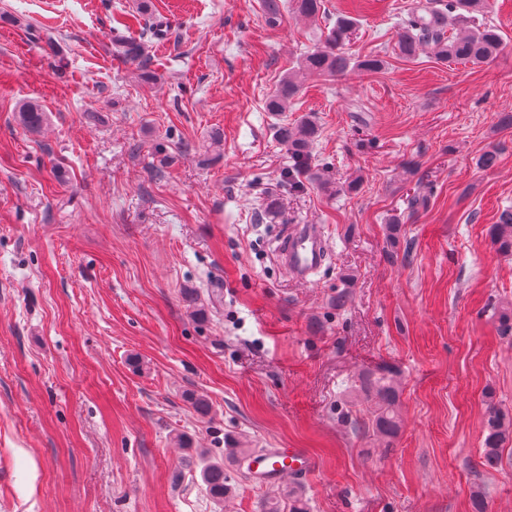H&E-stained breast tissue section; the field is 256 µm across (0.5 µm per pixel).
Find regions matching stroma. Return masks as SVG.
<instances>
[{"instance_id":"1","label":"stroma","mask_w":512,"mask_h":512,"mask_svg":"<svg viewBox=\"0 0 512 512\" xmlns=\"http://www.w3.org/2000/svg\"><path fill=\"white\" fill-rule=\"evenodd\" d=\"M259 2L0 0V512H264L287 484L308 512H474L478 490L512 512V446L482 464L489 405L512 413V258L490 240L512 208V0L489 2L503 48L481 65L400 59L407 0L363 8L348 51L388 66L306 79L287 115L319 137L296 189L264 102L325 21L272 30ZM297 224L324 230L311 284L278 261ZM383 369L389 440L354 395ZM194 447L223 456V502ZM229 448L315 467L263 486ZM360 392L367 398L374 397L379 405V412L373 422V430L385 438L398 434L400 422L397 414L399 403V383L390 370H383L377 376L366 379Z\"/></svg>"}]
</instances>
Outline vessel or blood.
Wrapping results in <instances>:
<instances>
[{"label": "vessel or blood", "mask_w": 512, "mask_h": 512, "mask_svg": "<svg viewBox=\"0 0 512 512\" xmlns=\"http://www.w3.org/2000/svg\"><path fill=\"white\" fill-rule=\"evenodd\" d=\"M279 257L290 275L307 281L321 268L326 257L325 237L320 225L297 226L282 241ZM260 481L274 485L285 476H304L314 468L313 457L302 448H272L250 460Z\"/></svg>", "instance_id": "vessel-or-blood-1"}]
</instances>
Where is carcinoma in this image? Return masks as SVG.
Instances as JSON below:
<instances>
[{
  "label": "carcinoma",
  "mask_w": 512,
  "mask_h": 512,
  "mask_svg": "<svg viewBox=\"0 0 512 512\" xmlns=\"http://www.w3.org/2000/svg\"><path fill=\"white\" fill-rule=\"evenodd\" d=\"M485 3L486 0H409L397 23L398 55L410 60L418 51L430 47L444 61L472 65L489 63L501 48V36L496 27L478 18ZM261 7L266 26L277 28L284 8L282 0H262ZM293 9L299 16L313 19L324 9V4L323 0H293ZM354 27L355 17L347 11L337 12L322 46L305 54L267 96L266 111L276 116L284 115L308 75L343 76L352 68L367 73L382 71L386 60L380 55L370 53L354 60L346 51V43ZM18 118L24 128L36 130L42 126L45 113L35 104H26L19 109ZM275 135L293 161L285 179L288 185L295 187L300 174L306 169L311 147L319 136L317 121L311 115L301 116L292 122L285 118L277 124ZM490 237L498 252L512 256V210L505 209L500 213L498 223L490 229ZM360 392L378 402L379 412L373 422V430L385 438L396 436L400 428L396 375L384 370L366 379ZM511 441L512 415L490 406L483 441L485 463L492 468L497 466L504 445ZM198 465L207 494L216 502L223 501L231 490L228 476L224 473V460H217L204 452L199 455Z\"/></svg>",
  "instance_id": "obj_1"
}]
</instances>
